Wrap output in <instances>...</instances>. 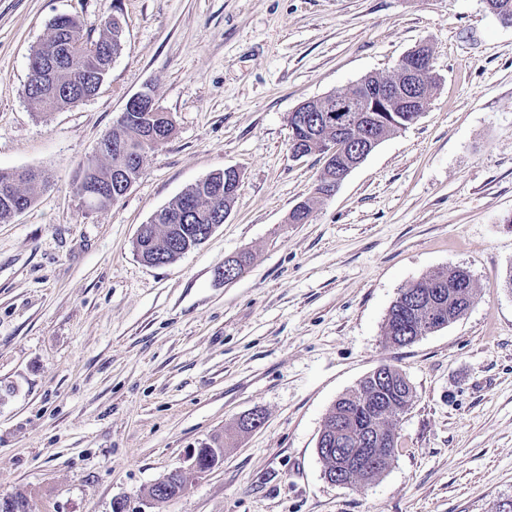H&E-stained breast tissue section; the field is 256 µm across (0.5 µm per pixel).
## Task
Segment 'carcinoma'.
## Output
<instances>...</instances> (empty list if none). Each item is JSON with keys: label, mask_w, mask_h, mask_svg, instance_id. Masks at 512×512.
I'll return each instance as SVG.
<instances>
[{"label": "carcinoma", "mask_w": 512, "mask_h": 512, "mask_svg": "<svg viewBox=\"0 0 512 512\" xmlns=\"http://www.w3.org/2000/svg\"><path fill=\"white\" fill-rule=\"evenodd\" d=\"M99 26L101 33L94 40L76 17L61 15L50 22V34L67 38L72 48L58 61L49 80L28 79L26 97L35 111L54 112L69 107L71 96L82 94L88 87L87 78L94 71L91 68L92 55L103 53L116 57L120 54L123 29L119 20L104 16ZM94 72L96 79L102 81L108 70L102 67ZM55 85L69 88L71 95H51ZM413 116V112L375 113L374 137L384 140L395 131L413 124ZM153 122L154 115L148 112L131 113L124 123L126 140L122 147L88 159L83 170L93 168L107 175L114 167L123 164L130 153L134 155V164L127 165L126 173L132 180H137L142 174L145 155L154 149L152 141L143 137V130ZM238 182L237 174L218 170L207 175L205 181L193 184L156 214L153 222L141 225L135 240L136 252L148 264L165 265L180 257L172 247L173 242L193 248L201 244L204 227L208 225L203 216L208 213L214 191L222 190V205L227 211L235 198ZM43 183L42 174L32 170L28 176L19 177L10 195L0 193V222L11 220L14 206L30 207L38 186ZM441 286L447 290L441 313L450 324L463 317L477 299L472 275L464 268L442 270L417 281L401 291L390 305L384 323L385 343L406 346L430 333L433 309L424 303ZM380 372L384 374L383 378L376 379L369 374L356 389L340 397L329 411L322 429L323 438L338 442L336 450L320 455L324 474L334 475L336 480L350 486H366L389 467L398 451L392 420L405 413L414 402V389L412 385L405 384L404 374L398 368L382 364ZM371 438L379 440L378 447L382 448L385 461L362 470L343 471L342 455L355 448H364V441ZM174 495L175 485L168 475L147 490V496L158 502Z\"/></svg>", "instance_id": "obj_1"}]
</instances>
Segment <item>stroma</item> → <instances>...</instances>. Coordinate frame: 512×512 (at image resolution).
<instances>
[{
    "instance_id": "obj_1",
    "label": "stroma",
    "mask_w": 512,
    "mask_h": 512,
    "mask_svg": "<svg viewBox=\"0 0 512 512\" xmlns=\"http://www.w3.org/2000/svg\"><path fill=\"white\" fill-rule=\"evenodd\" d=\"M117 15L125 47L97 94L34 112L28 57L58 15ZM439 81L419 119L330 197L295 158L304 102L389 77L420 43ZM174 122L105 209L73 181L129 98ZM240 174L221 226L151 266L141 224L211 172ZM49 178L0 223V497L34 512H492L512 498V25L485 0H0V169ZM310 202L305 223L291 211ZM245 257L224 282L225 260ZM467 268L477 300L406 347L383 326L404 288ZM413 406L362 487L328 482L325 418L380 364ZM262 417L243 431L241 420ZM217 434L224 458L188 455ZM184 491L151 503L173 470Z\"/></svg>"
}]
</instances>
